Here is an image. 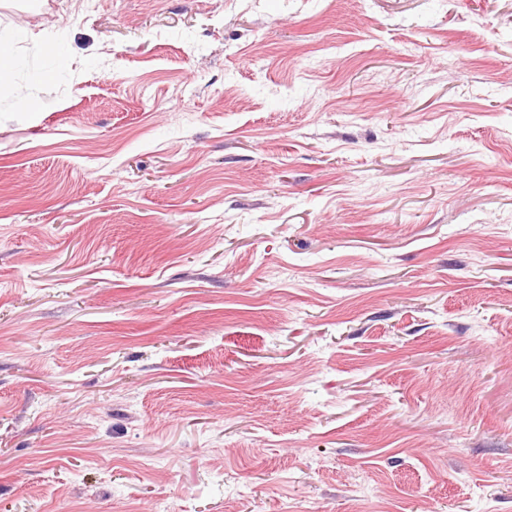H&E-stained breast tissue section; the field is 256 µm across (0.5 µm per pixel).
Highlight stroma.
<instances>
[{"instance_id":"obj_1","label":"stroma","mask_w":512,"mask_h":512,"mask_svg":"<svg viewBox=\"0 0 512 512\" xmlns=\"http://www.w3.org/2000/svg\"><path fill=\"white\" fill-rule=\"evenodd\" d=\"M5 37L0 512H512V0Z\"/></svg>"}]
</instances>
